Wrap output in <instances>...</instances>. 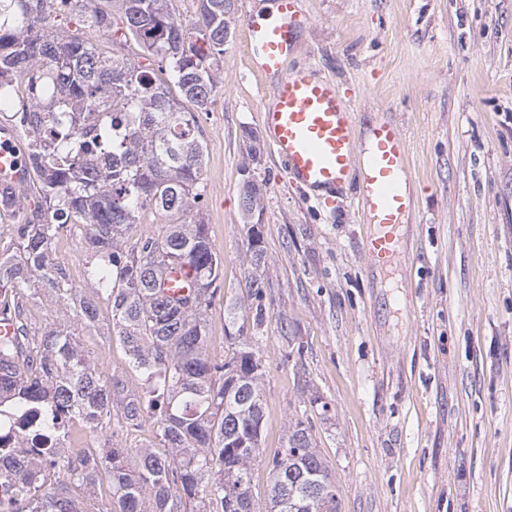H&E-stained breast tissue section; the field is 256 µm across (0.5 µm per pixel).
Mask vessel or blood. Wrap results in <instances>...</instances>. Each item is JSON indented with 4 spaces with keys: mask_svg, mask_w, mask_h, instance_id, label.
<instances>
[{
    "mask_svg": "<svg viewBox=\"0 0 512 512\" xmlns=\"http://www.w3.org/2000/svg\"><path fill=\"white\" fill-rule=\"evenodd\" d=\"M296 0H275V17L252 23L247 32L249 59L258 72L276 77L272 102L261 114L262 128L293 183L321 203H331L336 190L355 173H362L357 197L377 231L367 233L363 252L371 263L400 259L395 227L412 210L414 197L402 181L408 144L399 126L390 121L370 129V152L357 156L355 114L336 92L335 83L311 70L288 73L285 62L295 41L291 23ZM16 133L0 128V184L22 188L28 172L13 148ZM195 286L188 269L169 268L166 293L185 294Z\"/></svg>",
    "mask_w": 512,
    "mask_h": 512,
    "instance_id": "1",
    "label": "vessel or blood"
}]
</instances>
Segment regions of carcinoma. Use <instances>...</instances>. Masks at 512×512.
Returning <instances> with one entry per match:
<instances>
[{"mask_svg": "<svg viewBox=\"0 0 512 512\" xmlns=\"http://www.w3.org/2000/svg\"><path fill=\"white\" fill-rule=\"evenodd\" d=\"M94 0H0V111L16 107L25 132L24 190L0 186V216L18 220L0 239V315L15 332L0 337V423L10 412L36 423L33 449L0 447V512H96L92 494L112 486L109 512H254L251 467L261 454L262 365L252 342L228 336L232 353L212 359L207 311L221 295L224 262L202 212L205 145L199 115L209 111L231 19L224 0H195L188 21L170 0H118L121 27ZM54 13L78 15L95 31L135 42L144 66L109 57L91 42L52 31ZM246 153L260 160L258 133ZM248 225L245 279L262 297L266 255L262 185L239 187ZM165 218L157 233L132 239L145 214ZM83 226L97 292L112 305L133 389L101 375L75 331L99 328L95 299L80 295L50 259L52 240ZM187 265L197 288L168 297L161 279ZM51 296L63 321L37 328L27 301ZM77 419L101 448L68 452ZM153 428L159 454L123 444ZM266 512H338L341 488L304 422L267 460Z\"/></svg>", "mask_w": 512, "mask_h": 512, "instance_id": "cac0c4a2", "label": "carcinoma"}]
</instances>
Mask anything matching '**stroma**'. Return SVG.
<instances>
[{"label":"stroma","mask_w":512,"mask_h":512,"mask_svg":"<svg viewBox=\"0 0 512 512\" xmlns=\"http://www.w3.org/2000/svg\"><path fill=\"white\" fill-rule=\"evenodd\" d=\"M272 0H236L215 96L202 114L201 192L224 259L208 348L224 358L239 303L263 370L265 455L303 420L341 486V512H512V0H300L289 70L332 78L360 129L398 123L416 207L402 264L370 265L355 186L310 200L271 149L247 165L244 133L276 80L247 56V25ZM263 185V298L246 296L242 166ZM50 255L85 296L82 232ZM263 323L254 326L255 313ZM77 339L98 370L137 381L100 302Z\"/></svg>","instance_id":"35a3bbf8"}]
</instances>
